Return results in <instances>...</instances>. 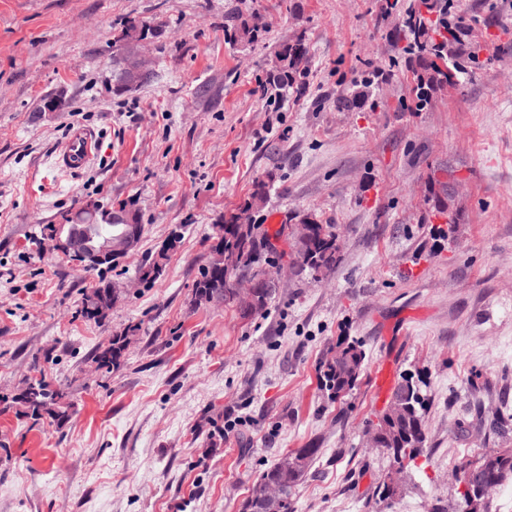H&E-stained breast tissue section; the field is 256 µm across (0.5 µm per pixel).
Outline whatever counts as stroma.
I'll return each mask as SVG.
<instances>
[{
    "label": "stroma",
    "instance_id": "stroma-1",
    "mask_svg": "<svg viewBox=\"0 0 512 512\" xmlns=\"http://www.w3.org/2000/svg\"><path fill=\"white\" fill-rule=\"evenodd\" d=\"M413 2L387 15L385 0H0V512H241L268 467L307 447L293 512H463L455 466L512 450V0H454L479 62L422 111L414 57L392 37ZM133 20L151 28L152 78L122 89L112 43ZM299 36L305 91L266 92ZM363 89L367 102L337 108ZM74 126L98 152L64 172L55 153ZM259 180L255 219L279 262L307 219L337 226L339 260L318 282L282 277L244 318L194 287ZM88 204L144 227L117 267L38 244ZM177 226L162 275L139 281ZM104 280L129 290L83 318ZM124 332L120 366L99 367ZM344 339L366 358L332 402L320 363ZM384 363L428 403L427 448L387 500L396 464L366 444L391 398L373 375ZM38 376L66 389L64 426L12 407Z\"/></svg>",
    "mask_w": 512,
    "mask_h": 512
}]
</instances>
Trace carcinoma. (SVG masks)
<instances>
[{
    "instance_id": "1",
    "label": "carcinoma",
    "mask_w": 512,
    "mask_h": 512,
    "mask_svg": "<svg viewBox=\"0 0 512 512\" xmlns=\"http://www.w3.org/2000/svg\"><path fill=\"white\" fill-rule=\"evenodd\" d=\"M437 8L434 0H419L418 8L409 11L405 25L398 32L412 35L425 44L423 54L419 58L420 80L415 94L416 105L425 108L430 104V92L441 86L452 85L456 72L466 68V62L461 58L459 39L462 36L458 27V19L447 21V27L432 33L426 25L425 14ZM146 33V27L130 21L117 38L120 42L121 56L125 59L130 47H137ZM308 49L304 40L297 38L284 44L274 62L273 85H296L302 89L305 83L300 81L303 65L307 60ZM267 201L266 184L258 182L244 209L258 211ZM77 219L88 226L92 236L91 242H96L100 235L113 229L109 215H95L87 209L79 212ZM219 237L215 246L220 258L213 259L202 268L196 282L195 299L208 303L213 299L222 298L226 304H237L243 316L248 317L252 312L242 304L236 303L234 296L227 288L226 274L232 267L255 269L264 258L267 238L258 234L253 224L238 223V216L232 214L224 218V223L218 225ZM339 253V232L334 224L312 223V234L306 242L293 245V260L299 269L314 280H321L336 267ZM168 251L161 249L157 256L146 262L139 269V275L144 281L158 278L164 269ZM109 291L108 284L103 283L93 290L82 302L81 315L94 321L105 318L96 309V299L100 294ZM128 344V337L117 335L108 344L97 349L95 362L101 368L119 366L120 360ZM366 353L363 346L356 340H344L336 345V349L321 365V379L328 398L338 400L355 389L358 385ZM392 396L394 407L386 408L378 423L371 428L380 432L375 440L379 448L385 449L399 465L414 461L423 454L427 434L424 425L425 399L413 378L405 374L396 382ZM66 393L53 388L43 378H32L19 393L12 397V403L20 407V414L33 420L50 418L61 424L69 417L70 403L65 401ZM316 449L301 448L285 455L274 466L263 473L260 484L278 483L284 488L282 497L270 503L257 502L259 489H254L250 498L242 506V512H292V498L296 487L309 468ZM455 472L466 475L473 473L482 483L497 486L512 477V452L499 451L486 453L475 462H463L456 465ZM465 512H490L489 498L483 497L470 489L462 492Z\"/></svg>"
}]
</instances>
